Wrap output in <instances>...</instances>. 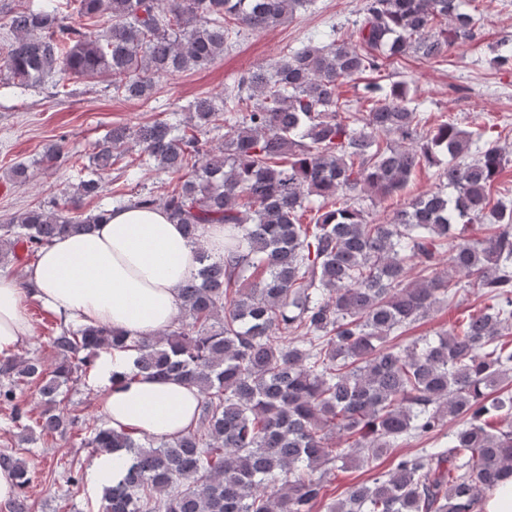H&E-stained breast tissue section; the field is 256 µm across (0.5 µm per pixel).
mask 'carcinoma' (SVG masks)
<instances>
[{
  "label": "carcinoma",
  "instance_id": "obj_1",
  "mask_svg": "<svg viewBox=\"0 0 512 512\" xmlns=\"http://www.w3.org/2000/svg\"><path fill=\"white\" fill-rule=\"evenodd\" d=\"M310 0H0L12 37L0 75L40 88L56 75L112 77V92L149 97L154 79L206 71L232 34L293 18ZM466 0H366L349 35L336 26L270 66L248 71L219 96L194 98V127L224 128V143L168 120L114 126L94 146L97 173L51 207L31 206L0 225V262L54 238L90 230L107 214L78 199L103 191L99 175L133 141L139 169L182 177L157 196L118 206L161 208L195 246L196 273L182 305L156 336L59 324L58 361L0 357V405L24 440L79 427L57 408L74 375L102 351L133 353L132 376L172 378L200 395L197 427L156 440L93 426L85 445L123 451L108 476L103 512H313L332 463L392 457V467L348 487L327 512H482L486 492L512 478V206L491 187L512 161L491 130L427 127L406 83L370 81L353 112L337 85L415 54L437 60L473 37ZM108 26L92 31L99 19ZM65 137L39 163L65 154ZM439 186L368 219L364 194L390 198L423 166ZM312 213L308 224L303 216ZM208 224L227 230L224 255L202 243ZM419 263L430 277L408 279ZM489 304L433 336L400 338L460 293ZM38 386L43 410L27 424L15 403ZM409 441L426 444L413 452ZM17 480L11 512H29L25 460L0 453Z\"/></svg>",
  "mask_w": 512,
  "mask_h": 512
}]
</instances>
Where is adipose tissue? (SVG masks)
I'll use <instances>...</instances> for the list:
<instances>
[{"label":"adipose tissue","instance_id":"1","mask_svg":"<svg viewBox=\"0 0 512 512\" xmlns=\"http://www.w3.org/2000/svg\"><path fill=\"white\" fill-rule=\"evenodd\" d=\"M194 247L159 208L107 212L87 233L56 238L26 269L28 288L0 275V356L15 353L33 328L28 302L79 323L134 336L174 320L179 285L195 271ZM130 354L101 352L95 374L99 409L112 428L174 438L195 422L199 395L180 381L131 376Z\"/></svg>","mask_w":512,"mask_h":512}]
</instances>
